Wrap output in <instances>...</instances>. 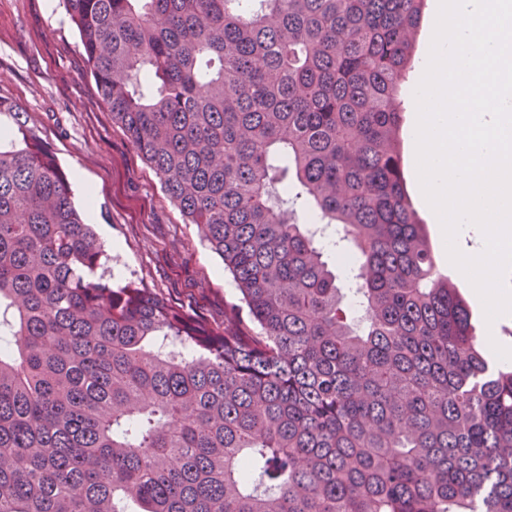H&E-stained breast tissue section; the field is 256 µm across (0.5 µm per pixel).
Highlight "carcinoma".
I'll use <instances>...</instances> for the list:
<instances>
[{
	"label": "carcinoma",
	"mask_w": 512,
	"mask_h": 512,
	"mask_svg": "<svg viewBox=\"0 0 512 512\" xmlns=\"http://www.w3.org/2000/svg\"><path fill=\"white\" fill-rule=\"evenodd\" d=\"M426 0H63L112 123L224 262L133 281L0 97V512H512L494 365L406 189ZM304 213L353 252L355 297Z\"/></svg>",
	"instance_id": "obj_1"
}]
</instances>
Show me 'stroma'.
Listing matches in <instances>:
<instances>
[{
    "mask_svg": "<svg viewBox=\"0 0 512 512\" xmlns=\"http://www.w3.org/2000/svg\"><path fill=\"white\" fill-rule=\"evenodd\" d=\"M0 96L19 103L48 135L72 176L76 207L104 246L108 269L207 321L223 322L225 306L239 301L231 276L113 124L59 0H0ZM403 155L407 189L439 268L457 280L438 219L422 199L408 139ZM459 290L479 340L512 347V315L488 326L473 287L460 283Z\"/></svg>",
    "mask_w": 512,
    "mask_h": 512,
    "instance_id": "1",
    "label": "stroma"
}]
</instances>
